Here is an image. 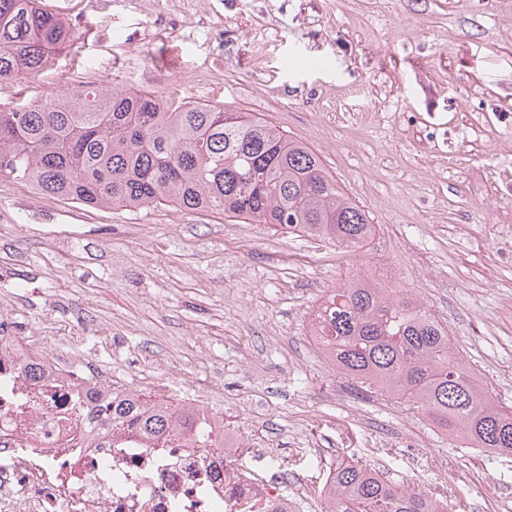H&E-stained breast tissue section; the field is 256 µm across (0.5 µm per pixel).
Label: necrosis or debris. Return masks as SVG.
<instances>
[{"mask_svg":"<svg viewBox=\"0 0 512 512\" xmlns=\"http://www.w3.org/2000/svg\"><path fill=\"white\" fill-rule=\"evenodd\" d=\"M37 364L40 378L26 368ZM77 372L33 357L0 312V512H298L287 477L228 470L212 449L89 424Z\"/></svg>","mask_w":512,"mask_h":512,"instance_id":"1","label":"necrosis or debris"}]
</instances>
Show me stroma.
Segmentation results:
<instances>
[{"label":"stroma","mask_w":512,"mask_h":512,"mask_svg":"<svg viewBox=\"0 0 512 512\" xmlns=\"http://www.w3.org/2000/svg\"><path fill=\"white\" fill-rule=\"evenodd\" d=\"M79 31L0 104L90 83L249 112L308 145L375 232L350 252L173 205L52 200L0 178V309L35 351L113 388L213 410L282 465L302 512L338 463L455 512L512 504V453L448 437L346 377L309 332L349 276L424 303L512 407V0H41Z\"/></svg>","instance_id":"stroma-1"}]
</instances>
